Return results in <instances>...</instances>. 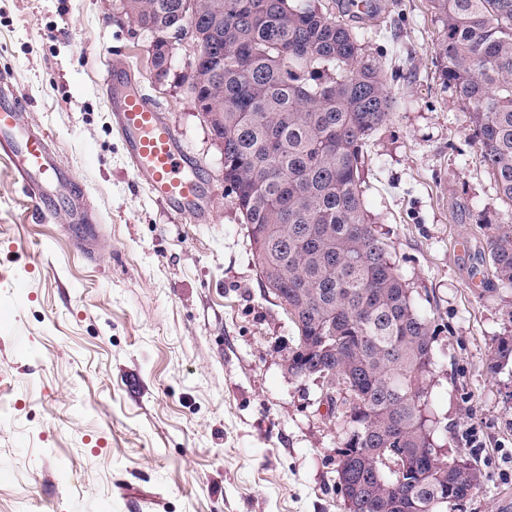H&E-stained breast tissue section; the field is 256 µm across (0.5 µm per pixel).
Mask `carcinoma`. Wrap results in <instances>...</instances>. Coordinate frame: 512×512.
<instances>
[{
  "label": "carcinoma",
  "mask_w": 512,
  "mask_h": 512,
  "mask_svg": "<svg viewBox=\"0 0 512 512\" xmlns=\"http://www.w3.org/2000/svg\"><path fill=\"white\" fill-rule=\"evenodd\" d=\"M193 34L208 47L183 77L223 116L224 184L249 226L267 288L288 302L296 329L288 374L336 372L356 396L336 410L346 426L337 465L345 512H457L480 472L435 463L434 320L419 313L386 243L370 224L359 160L396 101L380 60L344 20L355 0H194ZM443 82L467 111L479 163L512 208V0H434ZM124 14L151 37L157 64L185 27L187 0H128ZM484 282L512 295V225L480 257ZM512 364L497 339L492 372Z\"/></svg>",
  "instance_id": "obj_1"
}]
</instances>
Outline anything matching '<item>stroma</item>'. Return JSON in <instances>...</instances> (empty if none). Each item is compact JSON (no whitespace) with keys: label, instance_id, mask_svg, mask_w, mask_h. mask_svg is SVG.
<instances>
[{"label":"stroma","instance_id":"1","mask_svg":"<svg viewBox=\"0 0 512 512\" xmlns=\"http://www.w3.org/2000/svg\"><path fill=\"white\" fill-rule=\"evenodd\" d=\"M366 44L397 98L361 159L365 204L420 313L435 317L431 403L446 459L481 485L462 512H512V367L490 373L512 304L476 257L506 207L445 88L432 0H374ZM120 0H0V73L80 189L93 235L34 217L0 154V512H344V438L268 293L224 158L182 87L155 83ZM129 67L201 166L204 223L137 183L101 86ZM26 285L17 293L14 285Z\"/></svg>","mask_w":512,"mask_h":512}]
</instances>
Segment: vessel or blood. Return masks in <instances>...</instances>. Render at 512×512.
I'll use <instances>...</instances> for the list:
<instances>
[{
	"mask_svg": "<svg viewBox=\"0 0 512 512\" xmlns=\"http://www.w3.org/2000/svg\"><path fill=\"white\" fill-rule=\"evenodd\" d=\"M112 97V118L122 137L135 177L180 215L203 217L209 196L188 151L163 122L159 105L120 65L105 77ZM0 152L7 154L14 174L39 214L69 210L75 224L88 218L76 205L69 171L35 131L7 76H0Z\"/></svg>",
	"mask_w": 512,
	"mask_h": 512,
	"instance_id": "vessel-or-blood-1",
	"label": "vessel or blood"
}]
</instances>
